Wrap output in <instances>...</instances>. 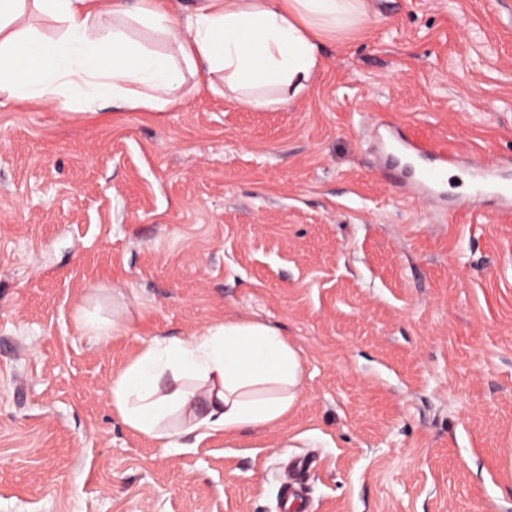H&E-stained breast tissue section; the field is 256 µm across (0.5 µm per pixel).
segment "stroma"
Listing matches in <instances>:
<instances>
[{
  "mask_svg": "<svg viewBox=\"0 0 512 512\" xmlns=\"http://www.w3.org/2000/svg\"><path fill=\"white\" fill-rule=\"evenodd\" d=\"M390 125L457 151L436 202ZM477 161L512 184V0H368L285 107L0 108V512H279L298 468L308 512H512V217ZM241 317L298 353L280 424L163 450L113 414L143 340ZM472 175L475 179L476 195L491 194L498 200L501 209L512 214V185L499 183L495 173L482 164L473 165ZM82 324L84 327H91L95 331V337L97 340H107L108 338L115 336H124L128 332V324L126 319L118 311H112V320L105 323V326L95 327L92 321H89L83 317Z\"/></svg>",
  "mask_w": 512,
  "mask_h": 512,
  "instance_id": "stroma-1",
  "label": "stroma"
}]
</instances>
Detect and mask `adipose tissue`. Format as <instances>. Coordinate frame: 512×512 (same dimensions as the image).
<instances>
[{"label":"adipose tissue","mask_w":512,"mask_h":512,"mask_svg":"<svg viewBox=\"0 0 512 512\" xmlns=\"http://www.w3.org/2000/svg\"><path fill=\"white\" fill-rule=\"evenodd\" d=\"M366 0H0V106L55 103L82 113L105 102L142 112L215 90L252 108L290 104L319 78L325 42L355 30ZM204 83L187 85V76ZM303 386L282 331L244 318L188 337H153L112 378V411L156 447L186 436L261 432Z\"/></svg>","instance_id":"obj_1"}]
</instances>
